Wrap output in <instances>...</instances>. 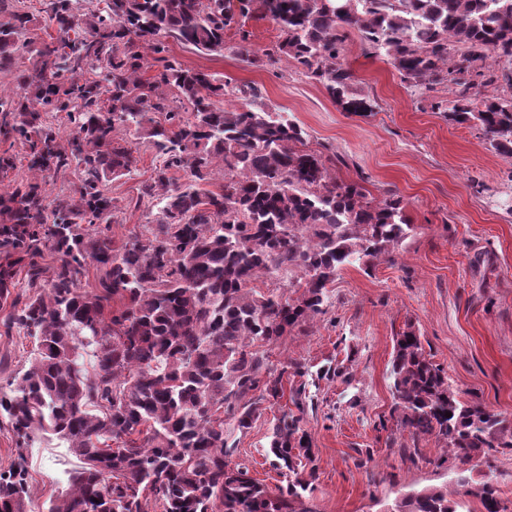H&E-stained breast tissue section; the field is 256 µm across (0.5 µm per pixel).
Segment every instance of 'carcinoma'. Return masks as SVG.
I'll use <instances>...</instances> for the list:
<instances>
[{"instance_id":"obj_1","label":"carcinoma","mask_w":512,"mask_h":512,"mask_svg":"<svg viewBox=\"0 0 512 512\" xmlns=\"http://www.w3.org/2000/svg\"><path fill=\"white\" fill-rule=\"evenodd\" d=\"M80 2L49 0L57 35L36 49L34 72L0 90V131L28 158V176L0 193V305L11 308L0 324L36 340L28 366L0 386V430L17 451L0 468V512H33L26 450L41 440L62 443L78 465L38 512H313L300 470L312 460L304 385L291 392L298 413L272 427L268 455L288 475L274 491L232 463L224 424L252 428L284 398L285 374L308 373L296 360L270 369L260 347L324 314L344 267L394 259L411 231L405 204L390 189L376 198L337 179L322 155L295 148L305 131L260 89L182 66L168 39L221 53L235 27L234 55L271 67L285 60L360 113L371 106L342 54L355 33L432 111L479 126L512 156V93L483 92L512 89V0H237L236 9L231 0H99L85 18ZM254 5L279 30L262 51L239 21ZM31 21L24 0H13L0 25V71L30 48L16 37ZM153 62L156 73L143 78ZM448 83L453 100L431 95ZM232 98L238 104L227 105ZM54 113L72 129L65 143L47 121ZM119 128L149 140L162 163L140 192L157 207L155 223L117 241L105 185L138 163L113 145ZM218 165L223 189L202 190ZM73 166L77 187L50 195L45 172ZM172 170L188 183L173 185ZM91 264L105 270L99 293L80 287ZM22 268L28 295L16 291ZM289 276L294 297L253 287ZM390 378L396 426L437 443L438 461L480 512H505L480 466L512 449V423L462 399L412 328L395 339ZM386 512L469 510L445 485L412 491Z\"/></svg>"}]
</instances>
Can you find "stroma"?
<instances>
[{
  "label": "stroma",
  "instance_id": "obj_1",
  "mask_svg": "<svg viewBox=\"0 0 512 512\" xmlns=\"http://www.w3.org/2000/svg\"><path fill=\"white\" fill-rule=\"evenodd\" d=\"M169 48L185 67L260 86L273 109L304 128V150L332 151L337 178L362 181L373 195L396 191L414 227L394 260L369 272L343 268L326 314L306 332L265 348L274 367L297 360L309 369L304 377H289L287 385L306 387L313 512H386L410 490L453 483V473L435 464L440 450L434 442L414 439L391 417L393 346L399 333L414 326L427 355L462 398H479L512 420V157L492 150L480 129L431 111L355 34L345 42L344 58L371 106L364 116L345 111L290 64L259 68L231 53L202 54L175 40ZM114 140L139 157L134 172L106 187L118 206L112 231L125 239L143 234L154 219V208L139 196L158 159L134 131L118 130ZM34 347L25 334H0V357L7 360L0 385L27 365ZM340 364L349 379L317 377L320 368ZM292 408L283 399L251 429L227 432L233 462L271 488L287 478L267 456L270 429ZM416 447L424 459L414 463L405 451ZM27 455L37 498L64 489L65 448L44 442ZM373 472L383 473V481L370 483Z\"/></svg>",
  "mask_w": 512,
  "mask_h": 512
}]
</instances>
